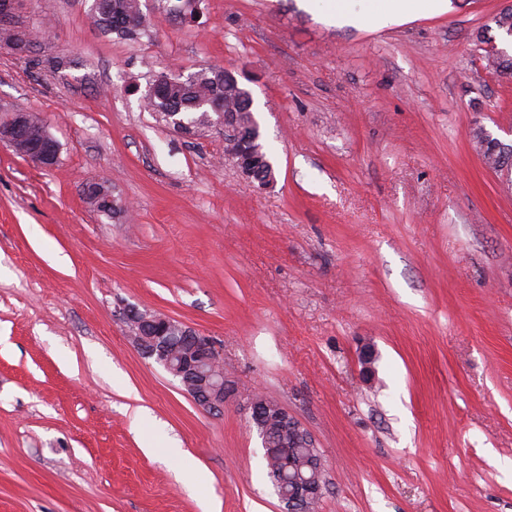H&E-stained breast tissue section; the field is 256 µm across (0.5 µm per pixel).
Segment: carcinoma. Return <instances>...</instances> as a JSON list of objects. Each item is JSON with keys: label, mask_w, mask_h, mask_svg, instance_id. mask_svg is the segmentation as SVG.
Masks as SVG:
<instances>
[{"label": "carcinoma", "mask_w": 512, "mask_h": 512, "mask_svg": "<svg viewBox=\"0 0 512 512\" xmlns=\"http://www.w3.org/2000/svg\"><path fill=\"white\" fill-rule=\"evenodd\" d=\"M103 8L97 12L98 21L107 30L122 38L137 39L148 32V27L130 24L133 15L140 11V0H102ZM487 66L496 73L512 76V56H484ZM150 84L157 87L153 96L143 97L144 106L161 115L168 124L182 122V129L194 135L206 128L214 127L215 118L223 111L238 114L241 128L240 140L246 142L248 150L245 162L252 172V181L266 187L274 181V169L265 148L260 125L252 110L253 100L231 71L224 68L208 67L193 74L189 81L180 82L174 76L159 72ZM475 146L484 149L486 163L506 165L503 150L497 148L482 129L472 131ZM274 410H269V425L264 429L266 437L261 439L263 463L272 486L298 475L324 480V472H316L308 466L318 450L310 447L304 437L294 431L283 432L273 421Z\"/></svg>", "instance_id": "1"}]
</instances>
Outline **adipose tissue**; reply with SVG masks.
<instances>
[{
	"mask_svg": "<svg viewBox=\"0 0 512 512\" xmlns=\"http://www.w3.org/2000/svg\"><path fill=\"white\" fill-rule=\"evenodd\" d=\"M320 11L339 26L379 30L392 18L410 20L421 15L439 14L448 9V0H320Z\"/></svg>",
	"mask_w": 512,
	"mask_h": 512,
	"instance_id": "adipose-tissue-1",
	"label": "adipose tissue"
}]
</instances>
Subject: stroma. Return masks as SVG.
I'll return each instance as SVG.
<instances>
[{
	"instance_id": "35a3bbf8",
	"label": "stroma",
	"mask_w": 512,
	"mask_h": 512,
	"mask_svg": "<svg viewBox=\"0 0 512 512\" xmlns=\"http://www.w3.org/2000/svg\"><path fill=\"white\" fill-rule=\"evenodd\" d=\"M94 0H19L31 58L0 50V112L39 113L43 168L0 148V512H281L244 410L288 409L323 455L316 512H512V77L476 32L512 0L379 31L299 0H141L138 41ZM217 65L250 91L275 179L224 132L145 109L152 74ZM107 182L121 213L83 189ZM210 336L235 396L199 407L122 321ZM372 344L374 382L358 361ZM472 139L475 147L481 146L484 149L486 163L492 166L501 165V167L506 165L508 157L504 158L503 150L497 149V144L494 143V140L490 139L481 128L473 129ZM30 150L27 144H20L18 151L27 153ZM26 159L40 167L49 168L56 164L59 152L55 140L48 134L36 143L29 153L25 155Z\"/></svg>"
}]
</instances>
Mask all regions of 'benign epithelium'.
I'll return each mask as SVG.
<instances>
[{"instance_id":"1","label":"benign epithelium","mask_w":512,"mask_h":512,"mask_svg":"<svg viewBox=\"0 0 512 512\" xmlns=\"http://www.w3.org/2000/svg\"><path fill=\"white\" fill-rule=\"evenodd\" d=\"M39 118L36 112H11L9 117L0 121V146L15 150L16 145L25 136L32 121ZM59 157L55 140L48 134L36 143L26 159L40 167L49 168L56 164ZM125 323L132 333V339L141 353L147 357L158 356V362L176 379L194 402L209 410L224 407V367L218 356L214 341L194 328L163 313L137 308L127 310ZM162 326L177 329L183 335L193 339V347L185 356H174L166 347L156 346L155 330ZM326 493V487L318 480H308L296 487L294 494L282 490L278 497L284 505V512H297L306 506L309 500H320Z\"/></svg>"}]
</instances>
